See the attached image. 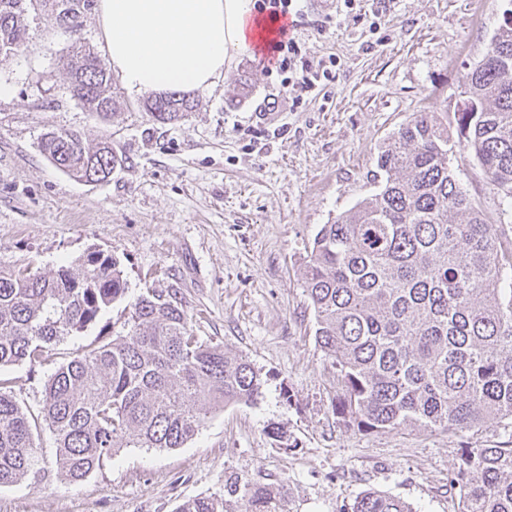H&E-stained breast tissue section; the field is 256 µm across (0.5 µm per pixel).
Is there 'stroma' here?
I'll return each instance as SVG.
<instances>
[{
	"instance_id": "1",
	"label": "stroma",
	"mask_w": 512,
	"mask_h": 512,
	"mask_svg": "<svg viewBox=\"0 0 512 512\" xmlns=\"http://www.w3.org/2000/svg\"><path fill=\"white\" fill-rule=\"evenodd\" d=\"M97 6L88 0L70 24L49 2L28 11L27 42L0 53V269L51 275L88 251L110 253L128 286L101 318L110 331H122L140 292L175 290L194 335L245 356L263 386L254 403L208 408L182 447L122 449L79 482L59 471L55 436L41 427L40 463L0 486V512H178L201 496L246 512L247 482L279 488L278 512H347L367 491L416 512H458L461 450L505 445L512 422L458 433L346 426L302 273L320 226L376 191L377 155L415 113H434L456 135L462 79L512 0H390L378 20L372 0H360L359 15L327 28L324 13L306 6L296 34L309 60L340 58L334 82L295 103L275 68L242 53L195 91L187 119L167 125L117 81L121 115L112 121L71 96L60 60L102 53ZM270 96L278 109L266 117L258 107ZM64 131L89 147L110 142L121 165L104 182L68 176L40 147L45 134ZM450 164L511 239L512 212L473 157L459 151ZM96 335L57 343L41 365L5 366L0 376L40 415L48 376Z\"/></svg>"
}]
</instances>
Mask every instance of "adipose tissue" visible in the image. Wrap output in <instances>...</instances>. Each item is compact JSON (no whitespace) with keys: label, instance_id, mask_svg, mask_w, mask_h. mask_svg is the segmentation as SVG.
<instances>
[{"label":"adipose tissue","instance_id":"1","mask_svg":"<svg viewBox=\"0 0 512 512\" xmlns=\"http://www.w3.org/2000/svg\"><path fill=\"white\" fill-rule=\"evenodd\" d=\"M111 71L128 94L209 88L260 37L255 0H99Z\"/></svg>","mask_w":512,"mask_h":512}]
</instances>
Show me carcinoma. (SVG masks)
Here are the masks:
<instances>
[{"mask_svg":"<svg viewBox=\"0 0 512 512\" xmlns=\"http://www.w3.org/2000/svg\"><path fill=\"white\" fill-rule=\"evenodd\" d=\"M39 0H0V52L28 39L21 22ZM72 97L104 120L117 115L100 59L63 61ZM463 87L479 107L457 112L458 141L418 112L377 158L374 194L316 233L304 271L316 342L340 373L337 413L362 431L463 432L512 420V239L486 223L449 165L459 146L512 208V26L494 33ZM195 108L190 95L151 92L143 109L166 125ZM48 160L76 178L105 181L119 164L75 132L41 140ZM127 283L110 254L90 251L51 276L0 271V367L45 360L51 345L97 325ZM126 333L99 335L49 377L43 421L56 462L77 482L122 448H179L199 430L203 405L250 403L262 380L242 355L194 336L176 293L148 290L130 303ZM0 378V485L39 463V422ZM460 512H512V445L463 448ZM247 512H275L278 490L245 483ZM179 512H224L197 497ZM350 512H416L367 491Z\"/></svg>","mask_w":512,"mask_h":512,"instance_id":"1","label":"carcinoma"}]
</instances>
